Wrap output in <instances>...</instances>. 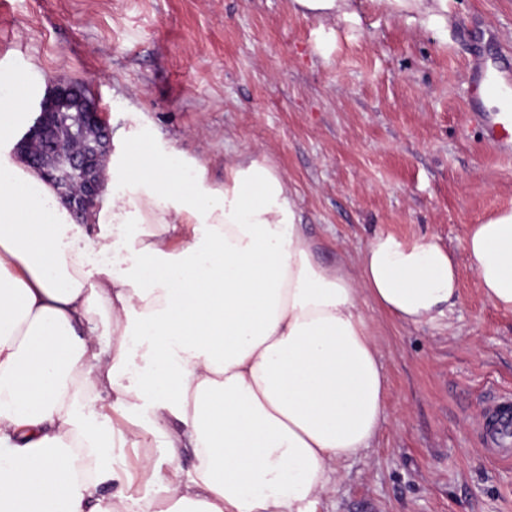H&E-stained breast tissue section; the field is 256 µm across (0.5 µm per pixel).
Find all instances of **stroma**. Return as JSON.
Instances as JSON below:
<instances>
[{"instance_id":"35a3bbf8","label":"stroma","mask_w":512,"mask_h":512,"mask_svg":"<svg viewBox=\"0 0 512 512\" xmlns=\"http://www.w3.org/2000/svg\"><path fill=\"white\" fill-rule=\"evenodd\" d=\"M447 31L420 29L358 0L326 25L288 0H0V82L31 68L29 99L85 86L112 136L138 114L147 140L206 163L261 151L288 177L328 266L354 267L373 233L435 237L457 265L447 317L405 326L362 308L389 383L385 422L344 464L318 512H512V464L477 431L486 393L512 394V311L484 296L464 240L512 209V156L473 118L486 67L512 78V0H448ZM187 477L191 449L152 436L113 448L130 492L157 487L140 463Z\"/></svg>"}]
</instances>
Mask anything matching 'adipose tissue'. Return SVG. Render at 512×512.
<instances>
[{"mask_svg": "<svg viewBox=\"0 0 512 512\" xmlns=\"http://www.w3.org/2000/svg\"><path fill=\"white\" fill-rule=\"evenodd\" d=\"M420 28L448 0H380ZM326 23L355 0H289ZM30 74L0 95V512H317L340 466L368 449L387 378L361 309L411 326L446 315L457 268L432 237L378 232L354 269L326 266L288 178L250 152L223 186L131 121L112 184L76 220L13 150ZM464 252L485 297L512 311V210L471 225ZM109 257L97 267L93 254ZM124 440L192 449L188 478L155 472L156 497L104 500L111 412Z\"/></svg>", "mask_w": 512, "mask_h": 512, "instance_id": "1", "label": "adipose tissue"}]
</instances>
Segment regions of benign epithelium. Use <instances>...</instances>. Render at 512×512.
Masks as SVG:
<instances>
[{"mask_svg": "<svg viewBox=\"0 0 512 512\" xmlns=\"http://www.w3.org/2000/svg\"><path fill=\"white\" fill-rule=\"evenodd\" d=\"M110 150L111 134L97 103L69 83L48 89L15 145V152L61 190L78 220L100 202Z\"/></svg>", "mask_w": 512, "mask_h": 512, "instance_id": "obj_1", "label": "benign epithelium"}]
</instances>
